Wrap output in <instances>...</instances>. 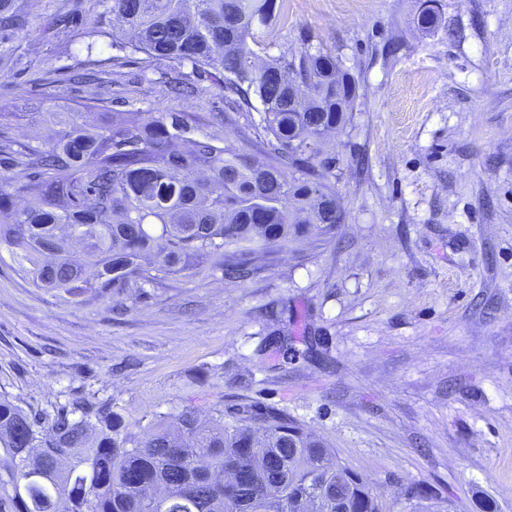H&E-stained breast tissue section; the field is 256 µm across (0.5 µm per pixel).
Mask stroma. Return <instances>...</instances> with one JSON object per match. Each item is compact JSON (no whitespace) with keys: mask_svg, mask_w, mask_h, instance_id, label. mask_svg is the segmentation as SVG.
Segmentation results:
<instances>
[{"mask_svg":"<svg viewBox=\"0 0 512 512\" xmlns=\"http://www.w3.org/2000/svg\"><path fill=\"white\" fill-rule=\"evenodd\" d=\"M439 3L425 30L421 0H286L256 30L261 56L321 50L358 85L328 137L342 223L252 279L204 263L142 301L73 299L1 261L0 398L41 414L107 402L138 431L187 407L271 406L395 512L411 484L455 512H512V0ZM85 28L23 41L27 71L0 79L16 136L41 129L48 97H122L140 120L204 111L142 80L139 56L86 93L43 82L76 63Z\"/></svg>","mask_w":512,"mask_h":512,"instance_id":"35a3bbf8","label":"stroma"}]
</instances>
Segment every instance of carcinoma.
Masks as SVG:
<instances>
[{
	"mask_svg": "<svg viewBox=\"0 0 512 512\" xmlns=\"http://www.w3.org/2000/svg\"><path fill=\"white\" fill-rule=\"evenodd\" d=\"M423 0L418 22L438 20ZM118 19L112 57L75 75L76 88L112 79L133 55L149 67L165 61L204 74L213 88L205 112H147L128 118L122 98L98 121L94 99L44 113L49 131L19 139L18 112L0 111V260L24 279L71 297L86 291L139 296L206 262L247 280L274 247L310 224L331 233L342 212L322 171L336 165L326 135L346 121L355 80L329 53L283 52L263 63L255 26L283 5L276 0H75ZM55 24L32 16L24 0H0V72L22 65L20 42ZM184 98L198 94L184 76ZM255 111L264 131L259 162L228 143L236 118ZM24 205L19 207L16 201ZM84 257H71L72 244ZM150 256V266L139 260ZM0 447L14 485L11 512H392L366 478L336 450L274 407L240 405L209 421L182 410L171 427L159 419L143 439L106 404L63 406L49 417L0 399ZM247 468L253 482L228 475ZM137 474L139 483L129 481ZM434 498L413 485L405 499Z\"/></svg>",
	"mask_w": 512,
	"mask_h": 512,
	"instance_id": "cac0c4a2",
	"label": "carcinoma"
}]
</instances>
